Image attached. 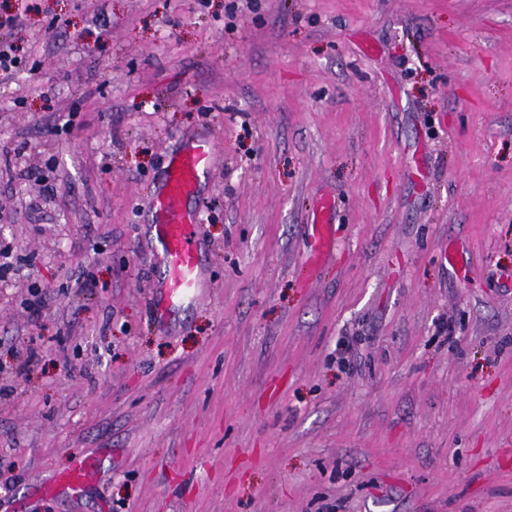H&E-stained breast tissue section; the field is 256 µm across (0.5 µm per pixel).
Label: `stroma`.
Here are the masks:
<instances>
[{
  "label": "stroma",
  "instance_id": "obj_1",
  "mask_svg": "<svg viewBox=\"0 0 512 512\" xmlns=\"http://www.w3.org/2000/svg\"><path fill=\"white\" fill-rule=\"evenodd\" d=\"M5 12L0 512H512V0ZM201 135L163 319L151 194ZM332 211L331 200L325 197L319 199L317 203V215L314 224H311L313 234L321 241L322 246L327 245L330 239L331 224L329 217ZM96 478L95 470L92 466L80 463L66 477L61 478V482L71 492L77 493L89 485Z\"/></svg>",
  "mask_w": 512,
  "mask_h": 512
}]
</instances>
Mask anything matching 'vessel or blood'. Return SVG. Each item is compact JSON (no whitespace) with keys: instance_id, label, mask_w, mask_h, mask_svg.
Listing matches in <instances>:
<instances>
[{"instance_id":"1","label":"vessel or blood","mask_w":512,"mask_h":512,"mask_svg":"<svg viewBox=\"0 0 512 512\" xmlns=\"http://www.w3.org/2000/svg\"><path fill=\"white\" fill-rule=\"evenodd\" d=\"M214 160L212 144L199 140L171 157L165 178L153 197V229L158 245L160 276L156 282L164 313H172L192 301L201 286V269L195 236L197 218L184 208L191 195L209 172ZM332 203L320 198L317 219L312 226L321 243L330 239L329 217ZM92 466L77 465L63 479L71 492H79L94 481Z\"/></svg>"}]
</instances>
